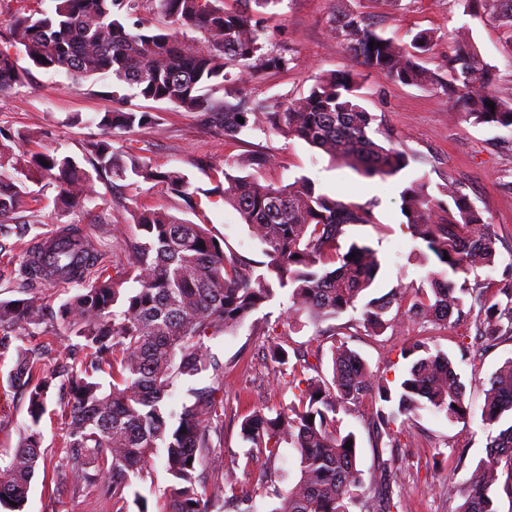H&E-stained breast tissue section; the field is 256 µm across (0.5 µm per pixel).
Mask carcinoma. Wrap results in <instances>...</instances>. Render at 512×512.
<instances>
[{
  "mask_svg": "<svg viewBox=\"0 0 512 512\" xmlns=\"http://www.w3.org/2000/svg\"><path fill=\"white\" fill-rule=\"evenodd\" d=\"M51 12H14L0 29V41L20 49L30 65L61 70L71 85L98 76L135 90L143 101L165 102L196 112L235 138L249 127V116L263 117L272 129L304 141L333 161H342L366 177H394L409 166L407 154L372 136L377 121L361 103L360 73L344 68L316 78L309 92L275 103L251 98L246 86L264 75L288 68L285 51L267 46L263 10L282 0H52ZM464 11L493 19L512 29V0H460ZM162 17L157 24L142 12ZM330 31L368 74L404 85L441 91L460 115L478 124L512 130V102L493 89L491 66L472 42L469 30L451 34L453 54L434 69L424 65L433 36L426 31L398 43L378 33L365 17L332 9ZM192 31L196 36L189 37ZM374 47H369V43ZM30 69L0 50V93L23 86ZM494 103L489 108L486 102ZM244 122H238V118ZM154 122L144 106L120 98L90 123L100 137L86 144L92 170L70 155L45 149L15 151L14 135L0 129V228L38 224L35 208L40 189L55 188L54 204L83 208L100 197L97 184L128 178L161 185L189 197L190 182L180 172H160L147 160L124 156L112 147V134ZM273 156L258 153L234 164L247 174L224 172L217 187L263 246L268 261L250 264L225 251L204 224L184 220L164 209L132 214L140 235L112 223L110 236L125 253L112 268L100 265L97 245L71 226L38 250L26 251L20 276L53 277L77 289L58 309L76 342L69 360L50 367L33 349L16 347L7 387L28 397L30 425L26 437L0 457V509L23 512L43 453L37 427L47 413L49 392L60 394L54 413L64 420V459L74 481L90 479L93 467L103 481L110 512H151L132 491L144 478L158 449L170 477L168 497L159 512H253L252 498L239 488L227 467L224 449L214 442L224 425V363L205 340L232 333L275 289L288 291V318H306L315 326L361 312L359 324L375 334L391 326L393 307L407 303L405 319L446 324L474 320L477 335L488 344L512 339V284L474 279L456 287L451 276L494 267L495 231L473 208L460 184L448 177L442 200L431 194L428 177L410 181L401 191L407 228L425 249L421 260L438 263L423 280L370 296L381 269L368 244L343 243L351 226L374 223L361 204L316 191L306 177L283 185L266 180L263 170ZM355 257H350V254ZM449 259H444V256ZM479 305L473 313V305ZM40 306L0 300V348L28 326L43 323ZM410 360L400 384L391 388L347 345L331 350V378L298 377L297 366L284 372L288 353L274 345L268 352L275 382L289 375L296 390L288 412L268 417L260 410L243 419L245 455L272 473L279 446L294 451V477L273 486L277 499L270 512H390L387 462L378 463L371 496L362 491L357 441L341 432L342 411L365 400L380 403L376 428L401 417L430 410L448 421L467 414L457 363L423 343L403 353ZM210 374L212 384L192 393L193 401L176 411L168 407L179 380ZM482 422L496 430L487 457L478 461L462 489L456 512H498L492 490L502 473L512 479V358L494 373L486 390ZM351 448H345L347 442ZM213 478L211 495L202 499L197 486Z\"/></svg>",
  "mask_w": 512,
  "mask_h": 512,
  "instance_id": "1",
  "label": "carcinoma"
}]
</instances>
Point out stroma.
<instances>
[{"label":"stroma","mask_w":512,"mask_h":512,"mask_svg":"<svg viewBox=\"0 0 512 512\" xmlns=\"http://www.w3.org/2000/svg\"><path fill=\"white\" fill-rule=\"evenodd\" d=\"M347 8L364 13L378 32L398 42H408L412 33H433L427 60L435 66L452 52L451 32L468 28L475 46L495 73L494 89L503 99L512 98V29L489 19L467 14L457 0H401L397 10L381 8L376 0H347ZM331 0H281L264 26L270 45L286 48L290 64L286 71L253 81L249 96L282 99L306 94L321 73L344 69L350 56L330 33ZM25 86L0 94V127L24 134L30 149L52 148L58 153L82 158L87 141L99 135L88 125L90 116L112 107L111 78L91 79L71 86L61 71L33 69ZM362 103L377 118V138L407 153L408 168L393 178H366L352 168L330 161L321 151L303 141L257 126L229 139L215 123L199 114L155 103L152 127L115 133L114 149L149 160L158 170L179 171L190 183L194 198L185 203L162 187L118 180L101 187L100 202L67 213L45 205L41 221L28 225L24 235L0 236V299H20L45 309L46 333L13 337L12 349L0 353V378L6 377L15 360L14 348L26 345L41 352L46 363L63 357L68 330L58 317V308L70 292L47 282L19 278L16 269L28 243L68 224L84 227L88 237L99 242L105 262H112L120 249L105 233L97 217L111 210L113 223L135 233L134 211L163 208L170 213L207 225L224 248L258 263L264 261L261 244L254 239L238 214L216 193L224 179L226 163L252 151H269L276 163L267 179L287 184L299 176L314 182L318 191L340 196L370 208L376 224L351 227L349 235L377 250L382 267L376 281L377 294L410 282H420L426 267L414 253L412 239L401 213L400 193L408 182L427 176L432 191H439L448 178H455L470 202L493 224L498 260L484 270L485 278L512 279V131L474 124L454 112V103L441 92L407 86L369 75L361 80ZM289 305L285 291L248 319L237 331L209 340L211 351L224 363V434L226 458L236 459L235 477L240 486L255 491L256 512H268L271 501L258 482V468L247 462V448L240 424L255 410L275 416L293 398L287 384H275L266 368L271 344L287 351L307 352L320 371L330 368V349L345 341L367 362L377 378L396 385L408 362L402 353L414 342L451 353L459 360L464 400L469 415L448 422L424 411L420 416L392 425L389 439L372 427L371 404L342 414V429L354 431L359 447V467L366 492H373L372 476L379 458L392 461L389 483L391 512H455L460 490L470 475L469 466L484 458L487 435L481 421L484 391L493 373L512 357V341L489 346L478 340L472 322L436 326L427 321L397 323L381 335L366 332L354 323V313L336 321L335 335H316L313 326L284 322ZM29 423L27 399L21 392L0 388V452L15 448ZM42 448L54 471L53 485L34 481L26 512H106L102 486L97 482H73L61 453L65 426L54 414H46L39 427ZM466 451L467 466H459L458 453Z\"/></svg>","instance_id":"35a3bbf8"}]
</instances>
